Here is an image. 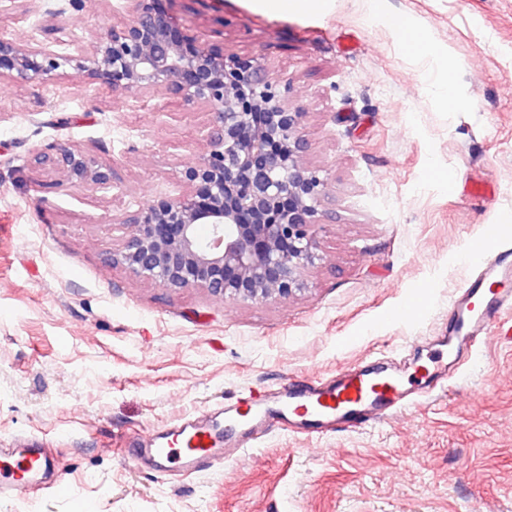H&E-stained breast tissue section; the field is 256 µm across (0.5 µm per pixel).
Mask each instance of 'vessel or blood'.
Returning a JSON list of instances; mask_svg holds the SVG:
<instances>
[{"instance_id":"1","label":"vessel or blood","mask_w":512,"mask_h":512,"mask_svg":"<svg viewBox=\"0 0 512 512\" xmlns=\"http://www.w3.org/2000/svg\"><path fill=\"white\" fill-rule=\"evenodd\" d=\"M471 252L480 272L454 298L442 334L443 340L456 346L462 365L480 351L490 325L512 310V289L506 280L512 271V246L502 243L500 224L482 225L481 238ZM427 307L424 297L403 302L388 309L384 320L392 324L414 319ZM406 398L402 382L393 374L376 373L361 364L331 377H291L277 389L256 388L240 395L248 419L238 430L236 447L266 432L314 437L359 429L389 418L404 407ZM235 449L226 447L217 416L201 414L178 420L166 432L140 441L133 460L157 473L193 476L222 465L234 457ZM53 468L51 457L41 449H28L20 457L15 449L0 448V494L23 499L34 492H64L62 479L47 477Z\"/></svg>"}]
</instances>
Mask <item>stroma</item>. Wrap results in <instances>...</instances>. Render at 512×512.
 <instances>
[{
	"label": "stroma",
	"mask_w": 512,
	"mask_h": 512,
	"mask_svg": "<svg viewBox=\"0 0 512 512\" xmlns=\"http://www.w3.org/2000/svg\"><path fill=\"white\" fill-rule=\"evenodd\" d=\"M46 0L0 11V38L66 50L130 20L123 0ZM204 45L261 59L304 112L307 160L331 214L307 290L285 302L173 292L104 258L122 212L182 187L205 112L163 94L128 102L73 70L0 81V445L38 440L69 485L0 512H512V313L448 388L354 432L272 433L245 458L159 479L125 455L179 418L287 377L373 359L418 381L475 269L482 224L512 245V0H331L325 11L256 0H176ZM428 51L406 47L392 17ZM451 82L446 106L437 92ZM66 145L110 168L97 188L31 164ZM427 295L422 317L393 305ZM428 308V300L424 295L419 299L402 302L388 309L384 315L386 323H397L419 317Z\"/></svg>",
	"instance_id": "35a3bbf8"
}]
</instances>
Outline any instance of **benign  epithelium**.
Listing matches in <instances>:
<instances>
[{"mask_svg": "<svg viewBox=\"0 0 512 512\" xmlns=\"http://www.w3.org/2000/svg\"><path fill=\"white\" fill-rule=\"evenodd\" d=\"M174 2L126 0L129 23L71 52L0 38V79L48 80L71 68L135 101L163 92L205 109L203 152L179 171L183 191L121 214L129 231L105 263L216 300L290 298L305 290V272L320 259L326 170L306 161L303 112L289 102L288 86L254 57L200 44ZM32 162L70 183H110V169L70 147L37 149Z\"/></svg>", "mask_w": 512, "mask_h": 512, "instance_id": "7a95c632", "label": "benign epithelium"}]
</instances>
